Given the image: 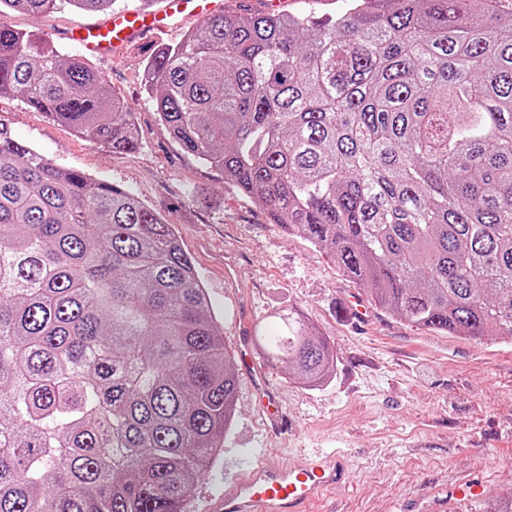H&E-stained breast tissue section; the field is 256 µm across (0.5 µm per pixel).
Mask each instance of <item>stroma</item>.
<instances>
[{
	"instance_id": "stroma-1",
	"label": "stroma",
	"mask_w": 512,
	"mask_h": 512,
	"mask_svg": "<svg viewBox=\"0 0 512 512\" xmlns=\"http://www.w3.org/2000/svg\"><path fill=\"white\" fill-rule=\"evenodd\" d=\"M227 13H339L344 0H223ZM101 13L62 5L40 20L22 11L8 26L49 35L62 54L79 48L63 34L95 25ZM200 24L188 18L162 43H131L96 68L135 114L140 142L132 152L103 150L67 126L49 121L18 95L0 99V123L58 166L117 184L159 211L176 228L219 319L224 342L274 329V313L291 310L334 347L335 372L312 389L269 366L265 376L288 417L267 428L251 378L237 371L233 423L215 463L199 479L186 512H205L240 467L269 468L292 454L335 450L346 461L345 482L308 512H487L512 493V339L450 336L368 307L351 315L359 288L328 255L299 233L273 224L253 199L219 171L184 153L161 125L144 89L145 65L160 44Z\"/></svg>"
}]
</instances>
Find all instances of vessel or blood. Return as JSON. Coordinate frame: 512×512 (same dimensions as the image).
Segmentation results:
<instances>
[{
  "instance_id": "obj_1",
  "label": "vessel or blood",
  "mask_w": 512,
  "mask_h": 512,
  "mask_svg": "<svg viewBox=\"0 0 512 512\" xmlns=\"http://www.w3.org/2000/svg\"><path fill=\"white\" fill-rule=\"evenodd\" d=\"M220 6L221 0H167L165 8L158 11L134 8L103 24L77 25L67 37L85 53L105 59L141 35L161 38L178 17L196 16ZM238 353L244 368L253 373L263 413L271 424H278L277 397L263 375L254 370L248 338L240 339ZM343 476L344 462L333 452L299 454L281 468L250 462L242 467L231 489L211 501L209 512H304L324 491L339 486Z\"/></svg>"
}]
</instances>
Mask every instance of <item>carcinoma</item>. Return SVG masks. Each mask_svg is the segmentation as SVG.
I'll use <instances>...</instances> for the list:
<instances>
[{
	"label": "carcinoma",
	"instance_id": "carcinoma-1",
	"mask_svg": "<svg viewBox=\"0 0 512 512\" xmlns=\"http://www.w3.org/2000/svg\"><path fill=\"white\" fill-rule=\"evenodd\" d=\"M63 1L0 0L38 20ZM218 14L160 49L145 90L184 152L331 254L375 305L512 337V12L345 0ZM112 152L139 139L85 57L0 22V95ZM262 357L320 386L333 347L291 313ZM237 379L173 225L0 124V512H184Z\"/></svg>",
	"mask_w": 512,
	"mask_h": 512
}]
</instances>
